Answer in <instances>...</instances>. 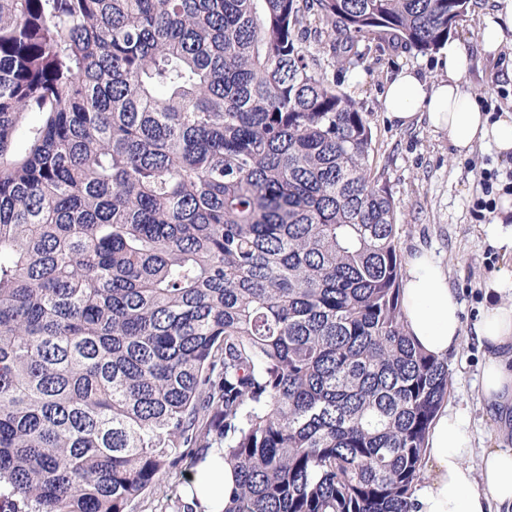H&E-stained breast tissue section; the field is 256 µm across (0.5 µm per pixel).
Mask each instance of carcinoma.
Wrapping results in <instances>:
<instances>
[{
    "mask_svg": "<svg viewBox=\"0 0 512 512\" xmlns=\"http://www.w3.org/2000/svg\"><path fill=\"white\" fill-rule=\"evenodd\" d=\"M469 3L0 0V504L128 512L220 448L223 512H412L448 363L336 70Z\"/></svg>",
    "mask_w": 512,
    "mask_h": 512,
    "instance_id": "1",
    "label": "carcinoma"
}]
</instances>
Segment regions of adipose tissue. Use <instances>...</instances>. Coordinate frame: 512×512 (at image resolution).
Wrapping results in <instances>:
<instances>
[{
  "instance_id": "1",
  "label": "adipose tissue",
  "mask_w": 512,
  "mask_h": 512,
  "mask_svg": "<svg viewBox=\"0 0 512 512\" xmlns=\"http://www.w3.org/2000/svg\"><path fill=\"white\" fill-rule=\"evenodd\" d=\"M484 51H498L512 36V0H493L483 18ZM440 72L435 81L411 69L400 70L389 83L384 107L388 117L405 126L425 121L447 134L456 155H468L478 144L492 145L504 157L512 155V113L490 118L465 87L472 62L456 38L435 53ZM488 234L506 255V263L484 283L486 303L472 327L462 323L458 296L448 285L444 267L427 252L408 261L401 286L406 330L414 343L437 358L458 350L472 335L484 352L480 389L485 406L501 414L512 406V197L502 196ZM474 449L470 418L462 409L443 408L426 441L430 475L417 486L414 512H512V448L484 449L479 466H472ZM235 483L218 450L198 462L184 488L195 512H222L224 496Z\"/></svg>"
}]
</instances>
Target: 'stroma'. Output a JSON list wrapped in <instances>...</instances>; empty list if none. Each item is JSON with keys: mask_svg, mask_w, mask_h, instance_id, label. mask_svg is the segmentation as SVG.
I'll use <instances>...</instances> for the list:
<instances>
[{"mask_svg": "<svg viewBox=\"0 0 512 512\" xmlns=\"http://www.w3.org/2000/svg\"><path fill=\"white\" fill-rule=\"evenodd\" d=\"M489 0H471L453 32L473 65L466 86L478 96L482 110L492 116L512 112V43H504L497 56L486 55L480 41L482 19ZM416 69L424 78L437 79L433 53H421L378 39L367 41L364 56L353 70L337 74L339 88L356 100L372 129L376 170L382 171L399 216V248L403 257L429 252L448 271V284L460 296L462 320L472 325L484 303L482 285L495 270L502 253L490 241L486 221L478 220L473 205L482 195V170L512 171V157L501 158L494 148L479 144L459 158L445 133L419 122L405 127L390 120L383 107L389 82L400 69ZM483 352L473 340H465L448 357L452 385L448 404L470 415L472 464L478 453L499 444L512 447V423L501 426L488 413L479 395ZM193 470L190 459L163 474L155 492L141 496L129 512H181L185 480Z\"/></svg>", "mask_w": 512, "mask_h": 512, "instance_id": "obj_1", "label": "stroma"}]
</instances>
